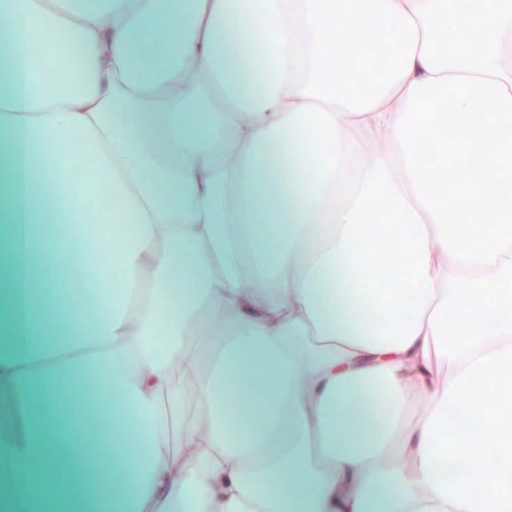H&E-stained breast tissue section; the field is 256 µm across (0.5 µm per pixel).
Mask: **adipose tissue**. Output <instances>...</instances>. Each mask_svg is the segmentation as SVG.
Segmentation results:
<instances>
[{
	"label": "adipose tissue",
	"instance_id": "1",
	"mask_svg": "<svg viewBox=\"0 0 512 512\" xmlns=\"http://www.w3.org/2000/svg\"><path fill=\"white\" fill-rule=\"evenodd\" d=\"M0 10V512H512V0Z\"/></svg>",
	"mask_w": 512,
	"mask_h": 512
}]
</instances>
